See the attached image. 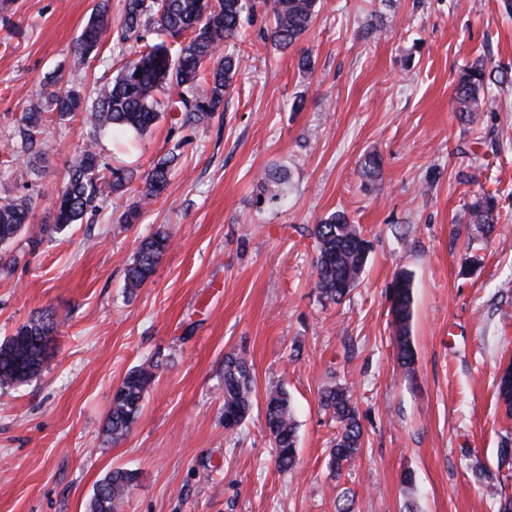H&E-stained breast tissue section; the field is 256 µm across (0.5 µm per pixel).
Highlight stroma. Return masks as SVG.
Segmentation results:
<instances>
[{"label":"stroma","instance_id":"obj_1","mask_svg":"<svg viewBox=\"0 0 512 512\" xmlns=\"http://www.w3.org/2000/svg\"><path fill=\"white\" fill-rule=\"evenodd\" d=\"M98 0H0V197L29 194L22 234L0 247V339L43 314L60 322L43 374L0 390V512H87L113 469L138 479L117 512H498V450L512 418L497 377L512 362V82L491 83L483 112H458L463 68L512 73L504 0H318L287 50L243 22L247 66L224 108L196 124L162 120L125 162L147 170L180 155L138 220L131 190L55 232L57 191L90 130L48 112L38 154L14 159L32 94H90L126 57L115 42L79 60L72 47ZM311 56L312 72L299 70ZM378 153L380 178L361 173ZM281 200L260 202L271 168ZM495 193L499 224H471L473 195ZM344 212L372 250L341 302L315 287L311 231ZM171 247L148 282L125 290L140 241ZM414 282L413 371L396 359L389 315L399 272ZM246 357L253 405L224 432V358ZM159 362L137 423L119 442L102 427L125 375ZM350 386L360 457L327 467L338 425L319 402ZM290 393L298 463L280 471L265 425L268 391ZM414 488L402 483L405 470ZM504 482V481H501ZM512 497V478L504 482Z\"/></svg>","mask_w":512,"mask_h":512}]
</instances>
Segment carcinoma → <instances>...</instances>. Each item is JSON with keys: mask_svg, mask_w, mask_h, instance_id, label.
<instances>
[{"mask_svg": "<svg viewBox=\"0 0 512 512\" xmlns=\"http://www.w3.org/2000/svg\"><path fill=\"white\" fill-rule=\"evenodd\" d=\"M317 0H124L117 26H112L108 0H100L86 28L74 46V53L85 59L98 51L112 34L122 43L133 41L134 58L125 62L118 74L86 97L77 89L48 96L40 93L29 100L23 125L18 127L16 154L34 150L43 133V115L53 110L60 116L86 114L90 125L87 140L79 147L57 195L55 223L61 231L95 211L98 202L111 193L128 189L134 172L125 165H113L100 147L108 137L120 149L133 150L151 128L170 114L172 125L198 123L221 107L242 67L235 52L221 53L239 31L244 13L261 11L273 18L265 39L278 49H286L310 28L316 15ZM489 79L481 63L466 68L456 88L459 111L472 116L485 104ZM172 152L152 163L144 172V189L139 201L123 215L133 223L142 206L157 198L168 185ZM362 173L377 179L382 171L380 156L369 153ZM286 174L270 169L262 189L272 201L281 198ZM32 209L27 194L0 197V245L14 241L22 232ZM495 196L487 191L474 195L470 219L486 236L496 228L498 214ZM317 247L316 287L321 296L341 301L359 281L370 253V241L343 212H333L314 225ZM171 244L165 231L141 241L126 269V288L143 287ZM389 314L397 342V359L412 369L415 351L410 336L413 316V279L399 273L392 284ZM59 321L52 315L33 318L0 341V389L39 378L46 368L52 335ZM159 365L145 364L132 369L112 396L104 432L113 441L128 434L137 421L145 394L155 381ZM253 374L247 360L237 354L224 358V430L236 432L245 421L253 399ZM320 405L332 412L339 423L335 443L329 449L330 469L341 472L362 452L363 431L351 391L343 385H330L320 394ZM267 427L275 445L278 467L290 471L297 464L296 422L288 392L272 389L266 397ZM133 470L115 469L96 486L89 512H116L117 505L136 483Z\"/></svg>", "mask_w": 512, "mask_h": 512, "instance_id": "1", "label": "carcinoma"}]
</instances>
